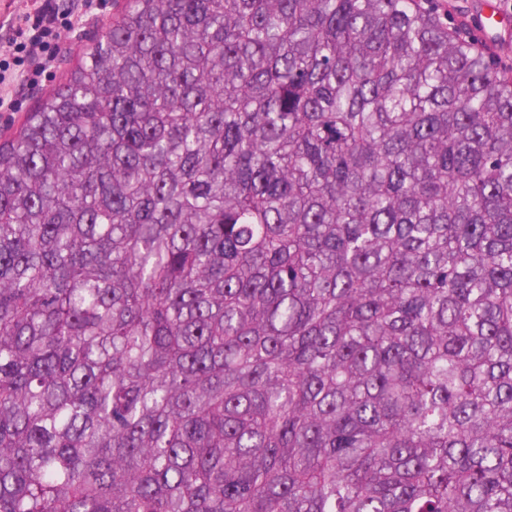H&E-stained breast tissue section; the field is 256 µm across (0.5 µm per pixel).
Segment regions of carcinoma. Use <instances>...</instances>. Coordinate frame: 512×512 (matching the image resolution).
Returning <instances> with one entry per match:
<instances>
[{
	"label": "carcinoma",
	"mask_w": 512,
	"mask_h": 512,
	"mask_svg": "<svg viewBox=\"0 0 512 512\" xmlns=\"http://www.w3.org/2000/svg\"><path fill=\"white\" fill-rule=\"evenodd\" d=\"M433 0H124L0 140V512H512V66Z\"/></svg>",
	"instance_id": "carcinoma-1"
}]
</instances>
